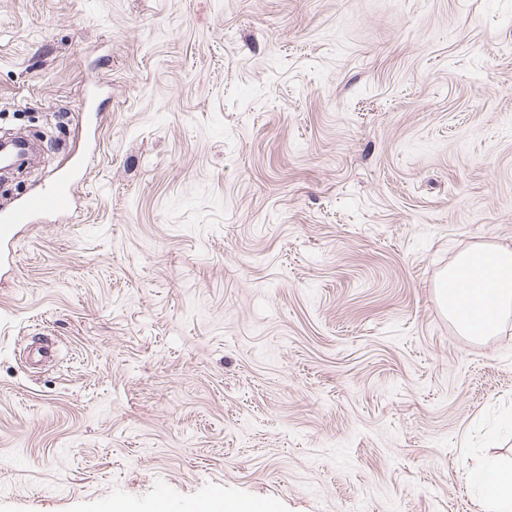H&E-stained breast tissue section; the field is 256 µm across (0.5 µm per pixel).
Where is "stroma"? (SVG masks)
I'll return each instance as SVG.
<instances>
[{
    "label": "stroma",
    "mask_w": 512,
    "mask_h": 512,
    "mask_svg": "<svg viewBox=\"0 0 512 512\" xmlns=\"http://www.w3.org/2000/svg\"><path fill=\"white\" fill-rule=\"evenodd\" d=\"M1 131L0 211L88 170L0 270V512H482L512 313L437 291L512 247V0H0ZM446 275L441 309L448 312L462 335L492 336L501 314L512 310V248L495 246L489 253H461ZM477 283L484 288H474ZM253 503L241 501H226L223 497H211L199 506L201 512H254Z\"/></svg>",
    "instance_id": "35a3bbf8"
}]
</instances>
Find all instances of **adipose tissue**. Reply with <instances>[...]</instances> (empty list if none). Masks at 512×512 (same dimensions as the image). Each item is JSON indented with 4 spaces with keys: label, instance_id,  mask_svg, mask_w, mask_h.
Instances as JSON below:
<instances>
[{
    "label": "adipose tissue",
    "instance_id": "adipose-tissue-1",
    "mask_svg": "<svg viewBox=\"0 0 512 512\" xmlns=\"http://www.w3.org/2000/svg\"><path fill=\"white\" fill-rule=\"evenodd\" d=\"M440 307L462 335H493L501 314L512 310V248L461 253L446 276Z\"/></svg>",
    "mask_w": 512,
    "mask_h": 512
}]
</instances>
